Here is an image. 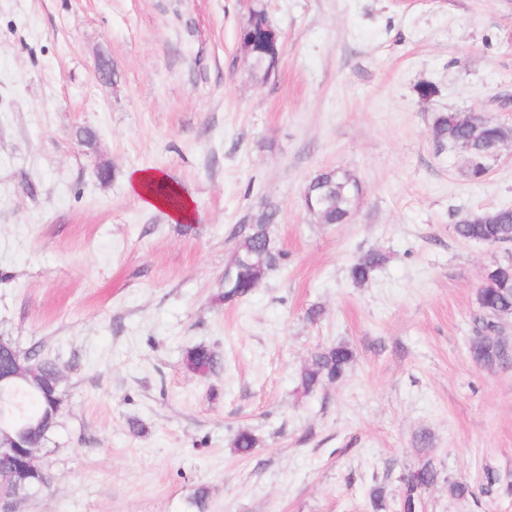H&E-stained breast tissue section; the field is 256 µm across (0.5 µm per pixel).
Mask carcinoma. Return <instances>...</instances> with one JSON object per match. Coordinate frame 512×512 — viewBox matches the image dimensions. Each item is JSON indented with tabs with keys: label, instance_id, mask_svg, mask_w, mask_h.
<instances>
[{
	"label": "carcinoma",
	"instance_id": "1",
	"mask_svg": "<svg viewBox=\"0 0 512 512\" xmlns=\"http://www.w3.org/2000/svg\"><path fill=\"white\" fill-rule=\"evenodd\" d=\"M501 126L491 122L472 127L454 112H442L433 122V134L438 145L457 147L468 142L473 151L497 139ZM349 171L336 172V187L322 190L319 214L321 224H344L356 207V183ZM277 211L272 209L262 216V224L238 236L234 255L242 262L235 281V288L225 292L224 300L234 301L248 295L270 271L278 268L284 253L270 235ZM457 237L478 241L487 245L512 244V208H497L472 214L454 225ZM384 254L368 251L361 255L350 268L352 281L367 284L385 263ZM478 309L473 317V334L470 337V353L482 366H493L512 361V345L497 337L498 318L505 312L512 313V262H504L497 268L491 285L477 292ZM38 376L34 379H14L9 387L0 391V406L6 409L5 420L26 427V443L42 446L58 424L56 404L60 399V365L49 359H38L35 353ZM353 352L346 344L322 347L311 353L310 359L300 371V388L305 394L327 383L341 380L351 362ZM185 367L198 374H207L221 367L217 354L199 344L185 350ZM259 444V439L249 430L238 431L234 448L247 455ZM437 471L428 462L408 472L401 480L403 512H418L421 507V491L433 485Z\"/></svg>",
	"mask_w": 512,
	"mask_h": 512
}]
</instances>
